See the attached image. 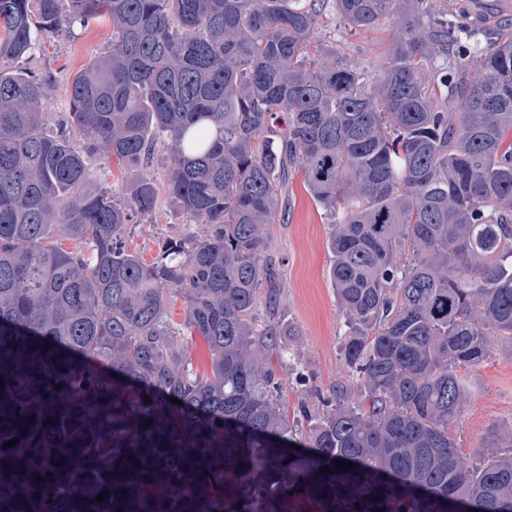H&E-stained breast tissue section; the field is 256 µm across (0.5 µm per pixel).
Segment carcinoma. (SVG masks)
Masks as SVG:
<instances>
[{
  "instance_id": "carcinoma-1",
  "label": "carcinoma",
  "mask_w": 512,
  "mask_h": 512,
  "mask_svg": "<svg viewBox=\"0 0 512 512\" xmlns=\"http://www.w3.org/2000/svg\"><path fill=\"white\" fill-rule=\"evenodd\" d=\"M329 3L351 31L391 25L374 74L316 38ZM104 20L110 49L56 121L50 76L25 61ZM161 150L160 189L143 171ZM92 158L125 166L130 187L90 188ZM293 166L332 218L351 378L334 408L300 406L306 431L269 368L298 332L256 315L277 292L266 227ZM163 200L203 229L149 263L127 226ZM196 336L208 373L184 345ZM503 340L512 15L455 0H0V512H512V430L475 466L451 432L469 373Z\"/></svg>"
}]
</instances>
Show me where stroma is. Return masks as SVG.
<instances>
[{
	"label": "stroma",
	"mask_w": 512,
	"mask_h": 512,
	"mask_svg": "<svg viewBox=\"0 0 512 512\" xmlns=\"http://www.w3.org/2000/svg\"><path fill=\"white\" fill-rule=\"evenodd\" d=\"M318 36L334 38L346 46L351 62L374 72L389 43L387 24L371 31L351 32L340 27L334 9H326ZM112 39L106 24L75 29L72 37L48 41L29 66L51 70L56 80L47 91L48 109L55 115L69 110L67 82L90 60L105 51ZM304 175L288 173V198L283 221L268 225V252L278 264L279 294L275 306L259 304L260 320L273 317L291 322L299 330L291 339V358L272 355L271 367L285 385L289 414H296L300 399L325 408L333 402V388L348 383L341 343L346 331L336 292L329 277L331 255L327 242L330 220L324 209L307 192ZM190 230L189 224L170 208H162L152 219L129 225L127 247L153 259L160 244ZM473 395L452 426L458 448L466 463L477 462L479 446L500 431L512 429V346L499 343L484 365L471 375Z\"/></svg>",
	"instance_id": "1"
}]
</instances>
